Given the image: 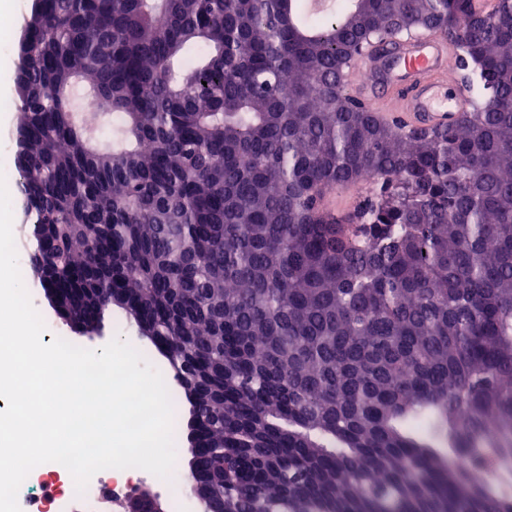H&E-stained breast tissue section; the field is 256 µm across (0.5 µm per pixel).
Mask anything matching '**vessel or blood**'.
I'll return each instance as SVG.
<instances>
[{"label": "vessel or blood", "instance_id": "b4317fda", "mask_svg": "<svg viewBox=\"0 0 512 512\" xmlns=\"http://www.w3.org/2000/svg\"><path fill=\"white\" fill-rule=\"evenodd\" d=\"M454 54V46L440 34L400 36L354 58L346 81L379 117L409 127L444 126L465 106L448 75Z\"/></svg>", "mask_w": 512, "mask_h": 512}]
</instances>
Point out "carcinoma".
I'll list each match as a JSON object with an SVG mask.
<instances>
[{"label": "carcinoma", "instance_id": "1", "mask_svg": "<svg viewBox=\"0 0 512 512\" xmlns=\"http://www.w3.org/2000/svg\"><path fill=\"white\" fill-rule=\"evenodd\" d=\"M307 2L36 0L31 279L141 305L231 458L224 512H512V0ZM394 19L464 46L482 103L405 129L357 101L347 49ZM349 183L379 191L324 206Z\"/></svg>", "mask_w": 512, "mask_h": 512}]
</instances>
